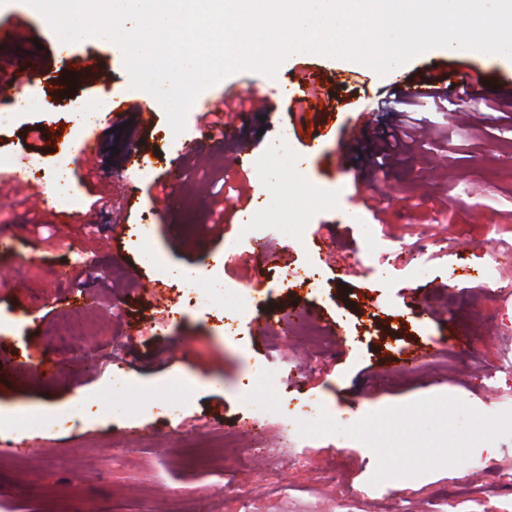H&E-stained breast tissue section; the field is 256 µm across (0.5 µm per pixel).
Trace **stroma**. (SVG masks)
Returning <instances> with one entry per match:
<instances>
[{"label": "stroma", "mask_w": 512, "mask_h": 512, "mask_svg": "<svg viewBox=\"0 0 512 512\" xmlns=\"http://www.w3.org/2000/svg\"><path fill=\"white\" fill-rule=\"evenodd\" d=\"M15 23L30 39L0 41V61L52 68L54 44L24 0L0 7V25ZM429 68L452 80L463 72L492 85L512 80V66L440 52L409 60L405 76ZM310 71L335 91L334 113L302 121L276 104L237 119L250 170L235 164L236 142L195 149V116L177 134L158 105L153 125L119 134L98 125L94 164L70 165L73 203L35 205L27 188L0 184V238L14 244L0 249V343L60 363L49 380L24 367L0 375V410L53 414L0 431V443L36 444L0 454V512H192L244 488L256 512H512V269L487 268L492 245L512 247V109L489 111L480 99L453 112L414 107L413 117L451 133V142L425 139L380 173L363 167L359 143L340 139L359 113L374 129L393 119L379 111L365 68L317 56ZM29 92L32 109L0 116V157L30 158L45 181L57 132L75 145L86 134L71 124L70 97L96 99L104 88L81 80L71 93L38 84ZM325 124L336 139L306 157L309 127ZM132 149L155 170L141 183L154 204L118 230ZM272 192L279 208L257 219L255 233L280 254L279 269L318 267L317 287L290 292L278 270L253 267L228 206ZM320 233L333 235L336 262L314 252ZM228 246L237 262L216 264ZM64 264L73 273L61 281L54 270ZM164 268L182 274V287L220 291L162 322L153 284ZM253 281L271 323L259 336L254 316H244L237 335L226 336L220 315ZM80 294L94 298L83 314L93 331L84 356L99 365L90 377L70 370V351L56 338L74 315L56 299ZM422 296L439 320L418 318ZM298 301L316 308L323 348L287 338L270 350L268 336ZM467 313L486 319L487 335L427 359L421 371H398L401 354L421 343L450 344L453 320ZM132 320L145 329L133 340ZM172 336L189 340L186 354L169 356ZM117 343L127 362L118 380L107 365ZM176 377L187 394L169 390ZM313 406L334 426L284 433L283 416ZM190 432L232 434L239 451L210 467L183 466L174 449ZM55 453L73 465L56 466Z\"/></svg>", "instance_id": "1"}]
</instances>
